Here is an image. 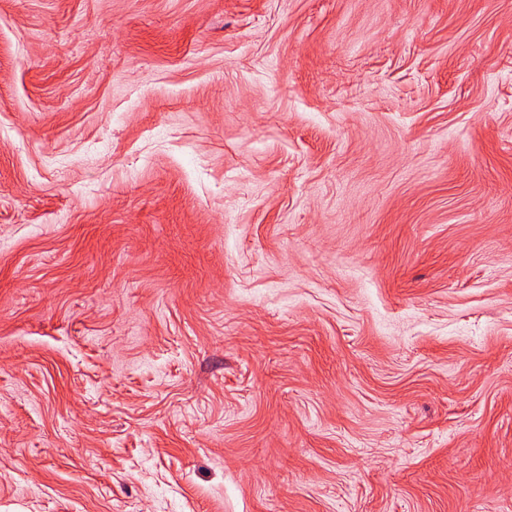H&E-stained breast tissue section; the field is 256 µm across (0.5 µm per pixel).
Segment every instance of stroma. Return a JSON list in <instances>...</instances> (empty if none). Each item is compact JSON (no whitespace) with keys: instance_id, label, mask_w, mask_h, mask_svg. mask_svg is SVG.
I'll return each instance as SVG.
<instances>
[{"instance_id":"35a3bbf8","label":"stroma","mask_w":512,"mask_h":512,"mask_svg":"<svg viewBox=\"0 0 512 512\" xmlns=\"http://www.w3.org/2000/svg\"><path fill=\"white\" fill-rule=\"evenodd\" d=\"M0 512H512V0H0Z\"/></svg>"}]
</instances>
